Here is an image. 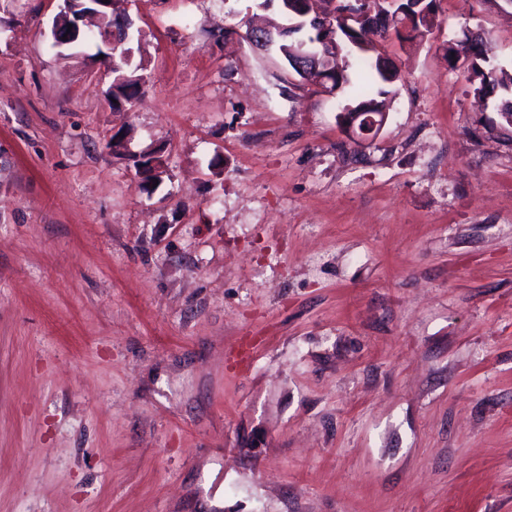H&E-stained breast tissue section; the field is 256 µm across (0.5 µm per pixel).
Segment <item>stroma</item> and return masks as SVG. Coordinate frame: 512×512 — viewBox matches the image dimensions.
<instances>
[{
	"mask_svg": "<svg viewBox=\"0 0 512 512\" xmlns=\"http://www.w3.org/2000/svg\"><path fill=\"white\" fill-rule=\"evenodd\" d=\"M261 2L115 0L116 109L59 0H0V512H512V132L442 57L512 71V6L387 43L362 148ZM280 10L282 12L281 16L284 20V24L292 25L305 20L306 25L297 33H300L302 38L309 42L320 43L322 39L321 33L313 23L308 19H302L294 16L289 11V7L288 11L283 7H281ZM244 24L248 27V35L246 39L255 49L258 48L264 51L274 49L278 52L280 42L288 37H293L294 45L289 49L291 56L290 58L288 56V68H290V59L292 66H294L303 75H308V72L311 71L313 67L315 71L319 70L318 54L312 51L310 44L306 40L294 37L293 32L289 31V27H269L263 24H255L252 17L247 19Z\"/></svg>",
	"mask_w": 512,
	"mask_h": 512,
	"instance_id": "obj_1",
	"label": "stroma"
}]
</instances>
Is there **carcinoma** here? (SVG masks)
<instances>
[{"mask_svg":"<svg viewBox=\"0 0 512 512\" xmlns=\"http://www.w3.org/2000/svg\"><path fill=\"white\" fill-rule=\"evenodd\" d=\"M336 43L317 46L326 54L327 68L321 76L332 81L336 93L349 97L337 114V123L349 132V117L362 113L378 118L386 110L390 87L402 79L401 70L390 64L384 48L388 41L400 43L422 36L438 25L437 0H423L415 9L408 0H335ZM449 70L462 75L473 92L484 98L512 95V74L493 65L490 38L455 40L443 46Z\"/></svg>","mask_w":512,"mask_h":512,"instance_id":"obj_1","label":"carcinoma"}]
</instances>
